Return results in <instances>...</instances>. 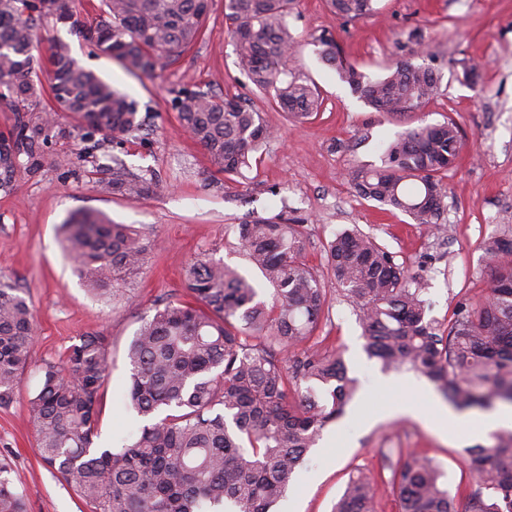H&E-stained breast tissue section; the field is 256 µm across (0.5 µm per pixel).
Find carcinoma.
Masks as SVG:
<instances>
[{
    "label": "carcinoma",
    "mask_w": 512,
    "mask_h": 512,
    "mask_svg": "<svg viewBox=\"0 0 512 512\" xmlns=\"http://www.w3.org/2000/svg\"><path fill=\"white\" fill-rule=\"evenodd\" d=\"M338 15L376 13L375 0H327ZM294 0H224L226 33L238 67L294 122L320 111L312 86L290 69L297 45L288 24ZM209 0H99L89 27L98 49L136 76L152 77L203 35ZM45 14L32 0H0L1 99L20 105L36 94L34 21ZM318 55L342 82L378 112L401 116L440 91L429 63L399 58L372 78L349 63L336 40L313 37ZM50 94L88 127L123 139L142 131L136 102L79 66L59 43L50 57ZM182 128L207 152L215 172L243 176L278 130L237 96L183 90L175 98ZM40 134L20 124L0 132V190L11 188L20 148ZM464 143L453 119L421 124L381 145V163L349 174L356 192L399 210L438 234L448 204L444 178ZM112 193L142 198L159 188L152 174H135L112 159ZM301 216H257L235 232L257 268L268 298L246 276L207 256L186 270L195 304L164 302L138 327L128 350V407L145 421L120 448L94 446L100 392L109 376L108 337L85 335L58 360L39 367L41 388L29 398L41 458L89 512H272L323 429L340 417L357 385L340 354L308 346L319 328L327 289L303 260ZM62 243L82 281L110 295L136 275L155 241L98 215L73 216ZM493 265L484 297L459 302L448 328L426 319L424 282L405 273L392 253L356 229L328 244L330 269L357 309L365 348L385 372L412 370L430 380L460 410L512 404V240L492 238ZM34 344V317L19 290L0 281V407L13 402ZM299 348L291 366L277 353ZM306 383L288 401V384ZM468 448L479 481L468 512H512V438ZM386 485L401 512H458L445 473L431 457L410 453L388 464ZM0 462V512H28L23 493ZM380 487L371 476L347 483L333 512H377Z\"/></svg>",
    "instance_id": "1"
}]
</instances>
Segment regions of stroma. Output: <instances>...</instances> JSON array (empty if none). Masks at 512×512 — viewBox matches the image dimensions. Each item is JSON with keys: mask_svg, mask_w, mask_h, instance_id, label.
<instances>
[{"mask_svg": "<svg viewBox=\"0 0 512 512\" xmlns=\"http://www.w3.org/2000/svg\"><path fill=\"white\" fill-rule=\"evenodd\" d=\"M376 7V17L349 22L325 0H297L288 19L298 41L294 69L316 86L323 104L316 118L296 124L238 68L224 33V0H210L204 36L152 79L133 76L69 27L38 22L39 90L19 109L0 101V131L21 123L42 128L20 155L11 190L0 191V280L21 288L35 317L30 362L19 376L13 402L0 408V460L9 463V478L25 495L28 512L84 508L37 452L28 399L41 385V363L59 358L81 336H108L110 375L99 403L96 443L118 448L132 442L142 421L124 401L126 352L141 318L160 299L188 300L185 270L197 255L253 275L233 227L285 207L305 217L304 261L327 288L316 337L321 349L342 354L358 394L345 414L322 431L274 512H332L351 476L379 475L382 453L390 448L433 457L465 512L466 492L476 482L465 450L490 444L485 413H473L469 424L443 438L415 418L387 416V407L399 401L428 410L427 393L434 385L409 370L381 371L379 362L368 357L361 324L337 291L326 248L332 234L346 228L374 237L408 275L426 281L427 318L440 329L447 327L460 300L482 295L491 277L485 241L512 239V0H376ZM324 31L336 38L350 62L373 77L384 75L417 43L428 44L440 69L438 96L401 120L376 112L319 60L311 38ZM59 40L81 66L148 114L147 130L118 145L68 112L42 126L43 112L54 107L47 59ZM467 59L482 65L474 87L463 80L461 63ZM182 89L241 96L282 136L264 148L257 167L236 180L224 179L179 124L174 98ZM450 118L466 148L446 176L447 234H434L355 193L348 172L378 163L381 141L419 123ZM115 155L132 172L156 173L159 190L130 199L104 188L100 166ZM76 213L130 225L157 243L140 273L112 297L92 293L62 250L61 226Z\"/></svg>", "mask_w": 512, "mask_h": 512, "instance_id": "obj_1", "label": "stroma"}]
</instances>
